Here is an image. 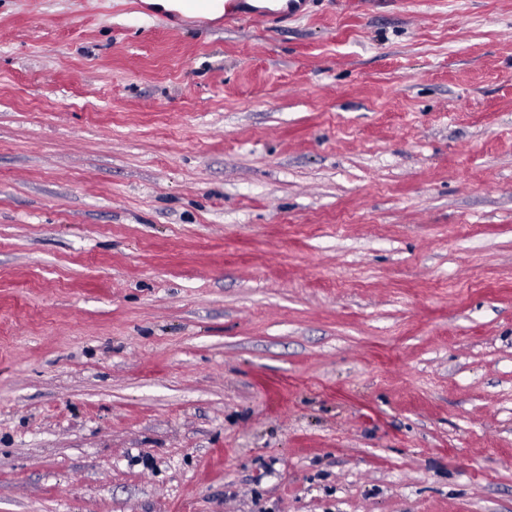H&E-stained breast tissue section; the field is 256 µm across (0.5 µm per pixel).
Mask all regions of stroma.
Listing matches in <instances>:
<instances>
[{"instance_id": "obj_1", "label": "stroma", "mask_w": 512, "mask_h": 512, "mask_svg": "<svg viewBox=\"0 0 512 512\" xmlns=\"http://www.w3.org/2000/svg\"><path fill=\"white\" fill-rule=\"evenodd\" d=\"M162 18L0 0V512H512V0Z\"/></svg>"}]
</instances>
